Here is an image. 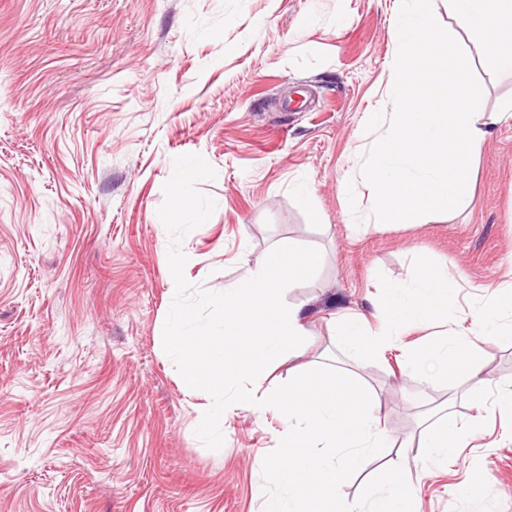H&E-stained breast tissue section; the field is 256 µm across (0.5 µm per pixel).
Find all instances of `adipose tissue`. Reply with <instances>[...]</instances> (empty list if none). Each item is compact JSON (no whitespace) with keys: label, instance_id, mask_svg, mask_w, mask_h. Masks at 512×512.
<instances>
[{"label":"adipose tissue","instance_id":"ef3b65f1","mask_svg":"<svg viewBox=\"0 0 512 512\" xmlns=\"http://www.w3.org/2000/svg\"><path fill=\"white\" fill-rule=\"evenodd\" d=\"M382 289L384 301L374 317L349 314L340 319L336 341L345 350L356 354L376 352L408 325L440 321L447 316L459 284L447 266L423 264L410 281H386ZM506 316H512V292L502 294L485 308L473 329L455 333L435 346L413 348L408 361L410 370L423 372L425 364L431 361L440 376H454L463 379L471 389H481L486 381L474 360V352L479 343L512 336V330L502 323ZM474 429V424L447 413L436 425L422 430L419 445L426 448L429 456L444 462L449 449L461 447Z\"/></svg>","mask_w":512,"mask_h":512}]
</instances>
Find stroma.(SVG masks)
<instances>
[{
  "mask_svg": "<svg viewBox=\"0 0 512 512\" xmlns=\"http://www.w3.org/2000/svg\"><path fill=\"white\" fill-rule=\"evenodd\" d=\"M393 2L0 0V512H262L279 418L228 408L208 449L195 430L212 399L186 393L163 350L173 295L157 210L186 153L216 171L201 186L216 208L179 245L189 282L234 287L282 240L323 256L284 296L306 313L309 350L253 392L321 365L375 390L391 446L342 497L400 464L419 512H512V414L498 407L512 341L479 343L477 391L406 366L408 349L472 328L512 285V119L490 128L464 208L348 229L372 204L364 117L392 109ZM471 68L481 111L512 104V75L476 46ZM424 262L459 282L447 320L347 355L339 318L371 315L381 282ZM448 411L482 422L443 465L418 440Z\"/></svg>",
  "mask_w": 512,
  "mask_h": 512,
  "instance_id": "obj_1",
  "label": "stroma"
}]
</instances>
